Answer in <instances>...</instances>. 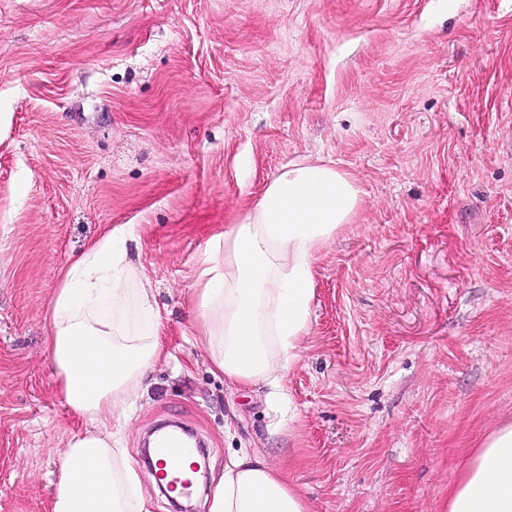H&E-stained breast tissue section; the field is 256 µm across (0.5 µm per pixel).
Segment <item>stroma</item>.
Segmentation results:
<instances>
[{"instance_id":"35a3bbf8","label":"stroma","mask_w":512,"mask_h":512,"mask_svg":"<svg viewBox=\"0 0 512 512\" xmlns=\"http://www.w3.org/2000/svg\"><path fill=\"white\" fill-rule=\"evenodd\" d=\"M365 192L313 266L287 401L210 370L187 303L207 242L289 161ZM134 224L166 361L113 422L190 429L206 479L285 468L313 512H439L512 423V0H0V512H50L86 424L56 389L66 264Z\"/></svg>"}]
</instances>
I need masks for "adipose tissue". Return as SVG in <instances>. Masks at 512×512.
<instances>
[{
  "mask_svg": "<svg viewBox=\"0 0 512 512\" xmlns=\"http://www.w3.org/2000/svg\"><path fill=\"white\" fill-rule=\"evenodd\" d=\"M356 180L330 161L282 166L245 216L206 246L190 293L213 370L247 390L297 356L310 329L313 263L362 202ZM131 225L105 233L61 273L48 316L59 393L87 428L59 452L51 512H151L113 420L143 396L168 356L164 312L132 256ZM209 512H311L285 472L263 456L233 455ZM443 512H512V424L475 449L448 488Z\"/></svg>",
  "mask_w": 512,
  "mask_h": 512,
  "instance_id": "obj_1",
  "label": "adipose tissue"
}]
</instances>
